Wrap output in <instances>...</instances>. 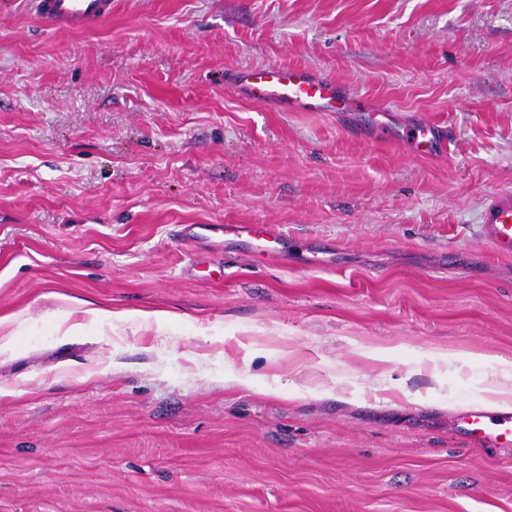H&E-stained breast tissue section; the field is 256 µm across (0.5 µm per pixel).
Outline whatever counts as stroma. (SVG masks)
I'll return each mask as SVG.
<instances>
[{"label": "stroma", "instance_id": "obj_1", "mask_svg": "<svg viewBox=\"0 0 512 512\" xmlns=\"http://www.w3.org/2000/svg\"><path fill=\"white\" fill-rule=\"evenodd\" d=\"M268 66L350 110L228 91ZM382 106L455 135L417 155ZM504 188L512 0H112L83 32L0 0V512H512V444L462 418L512 374ZM481 234L495 256L512 257V191H499L485 199ZM183 229L184 240L192 245L209 237L199 230L221 232L226 244L259 254L264 260L288 261V236L281 235L266 224H193Z\"/></svg>", "mask_w": 512, "mask_h": 512}]
</instances>
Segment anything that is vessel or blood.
<instances>
[{
    "label": "vessel or blood",
    "mask_w": 512,
    "mask_h": 512,
    "mask_svg": "<svg viewBox=\"0 0 512 512\" xmlns=\"http://www.w3.org/2000/svg\"><path fill=\"white\" fill-rule=\"evenodd\" d=\"M39 21L53 30H82L109 17L112 0H33ZM234 90L253 102L273 104L285 112H342L350 105L340 86L329 76L300 68L274 67L240 72L233 81ZM415 152L422 156L437 154L443 143L437 125L421 123L409 127ZM222 233L225 244L259 254L265 260L288 257V238L264 224H213L208 232L198 227L184 228L190 244L205 241L207 233ZM481 234L495 256L512 257V191L489 195L483 204ZM474 436L512 444V408L475 407L466 416Z\"/></svg>",
    "instance_id": "b4317fda"
}]
</instances>
